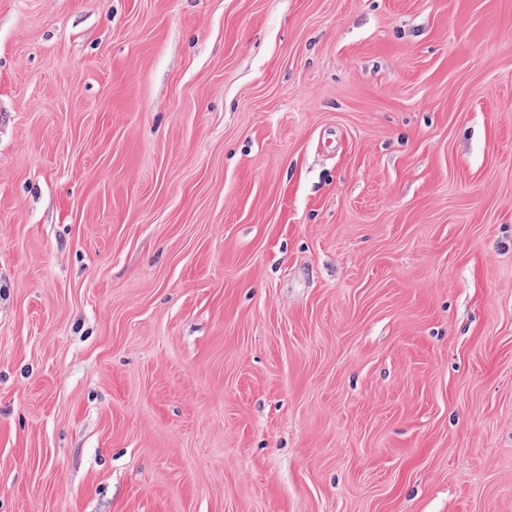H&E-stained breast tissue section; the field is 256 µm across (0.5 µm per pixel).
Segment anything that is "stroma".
<instances>
[{"instance_id":"obj_1","label":"stroma","mask_w":512,"mask_h":512,"mask_svg":"<svg viewBox=\"0 0 512 512\" xmlns=\"http://www.w3.org/2000/svg\"><path fill=\"white\" fill-rule=\"evenodd\" d=\"M0 512H512V0H0Z\"/></svg>"}]
</instances>
